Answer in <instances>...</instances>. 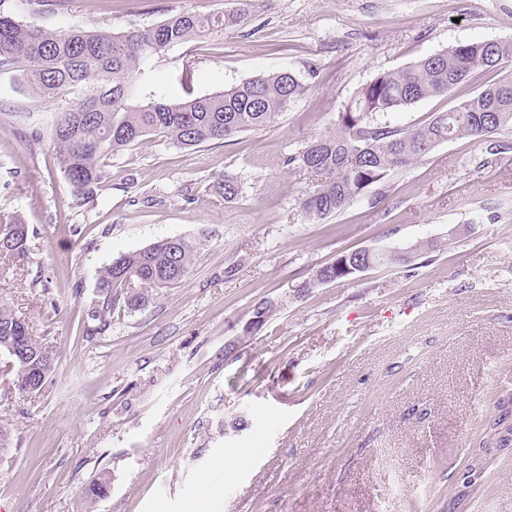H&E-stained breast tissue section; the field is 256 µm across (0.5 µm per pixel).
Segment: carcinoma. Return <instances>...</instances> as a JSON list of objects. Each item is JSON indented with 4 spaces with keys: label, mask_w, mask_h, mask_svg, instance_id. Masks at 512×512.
<instances>
[{
    "label": "carcinoma",
    "mask_w": 512,
    "mask_h": 512,
    "mask_svg": "<svg viewBox=\"0 0 512 512\" xmlns=\"http://www.w3.org/2000/svg\"><path fill=\"white\" fill-rule=\"evenodd\" d=\"M224 26L215 15L179 12L150 26L121 32L81 27L46 30L0 13V70L23 68L31 94L41 100L76 91L77 101L57 113L51 129L53 150L73 193L90 198L105 177V161L148 135L173 145L196 148L222 143L265 127L301 98L306 87L289 71L245 79L219 92L171 101L160 88L138 100L151 62L169 48L200 33ZM512 61V41L458 42L407 66L378 74L363 85L338 112L336 131L310 141L288 162L317 177L313 190L300 200L311 219H325L345 208L368 188L395 171L460 136L482 139L512 128V77L485 86L446 112L414 128H395L382 121L389 112L439 97L478 71H494ZM224 201L235 200L240 183L216 184ZM29 237L0 234V255L21 256ZM200 248L193 239H162L120 255L99 275L102 299L87 312L83 335L95 336L112 325V314L141 309L149 294L130 304V284L163 290L191 271ZM10 336L24 337L20 353L10 357L13 383L22 393H38L53 372L54 357L45 344L18 322L0 302V349ZM497 415L483 430L479 447H512V395L500 397ZM101 478L84 491L93 507L107 496Z\"/></svg>",
    "instance_id": "1"
}]
</instances>
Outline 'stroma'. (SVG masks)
<instances>
[{
    "label": "stroma",
    "instance_id": "obj_1",
    "mask_svg": "<svg viewBox=\"0 0 512 512\" xmlns=\"http://www.w3.org/2000/svg\"><path fill=\"white\" fill-rule=\"evenodd\" d=\"M237 7L0 0L29 25L115 32ZM491 40H512V0H255L243 22L156 57L153 85L178 100L188 70L198 95L286 70L307 93L222 144L144 138L87 200L50 145L70 99H33L21 72H0V222L32 232L28 257L0 256V300L54 355L44 388L22 395L0 353V512H84L104 473L97 512H512L510 449L492 450L476 494L456 488L512 390V130L441 143L320 221L299 205L312 176L288 163L379 73ZM496 79L475 73L387 120L425 124ZM224 177L234 201L214 191ZM170 237L200 241L190 274L83 336L99 270ZM428 241L438 249L410 262L297 291L342 253ZM263 299L276 313L243 335Z\"/></svg>",
    "mask_w": 512,
    "mask_h": 512
}]
</instances>
